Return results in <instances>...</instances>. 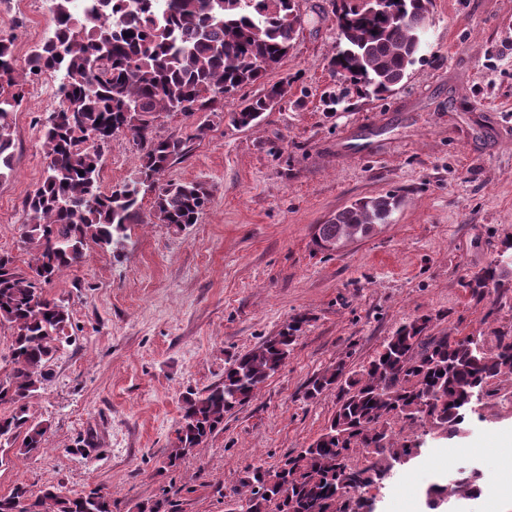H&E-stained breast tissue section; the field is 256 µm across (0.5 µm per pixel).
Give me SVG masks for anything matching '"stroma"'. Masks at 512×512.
Returning a JSON list of instances; mask_svg holds the SVG:
<instances>
[{"mask_svg": "<svg viewBox=\"0 0 512 512\" xmlns=\"http://www.w3.org/2000/svg\"><path fill=\"white\" fill-rule=\"evenodd\" d=\"M302 25L287 57L266 77L291 76L302 101L286 99L259 125L233 126L227 112L260 86L224 98L223 117L192 137L183 116L156 133L188 137L186 157L165 180L201 181L211 200L198 224L173 234L134 224L121 261L88 246L84 261L46 285L70 310V340L49 363L51 378L30 410L50 428L40 454L8 452L0 495L100 488L112 512H229L245 467L267 468L315 439L336 410V393L306 395L333 363L366 365L404 322L433 318V332L482 336L493 347L512 332V280L473 299L466 283L512 238V0H432L428 47L410 76L376 98L332 77L337 47L326 0H299ZM52 27L48 9L0 0V38L25 61ZM59 76L28 77L13 115L11 177L0 183V253L24 263L21 203L43 180L42 123L60 105ZM348 94L326 111L329 88ZM139 149L113 137L102 188L126 181ZM390 191L404 197L392 223L327 252L318 224L351 201ZM296 316L307 322L285 367L257 395L224 416L200 454L173 470L162 458L183 401L220 383L224 368L277 336ZM421 439L422 454L377 491V512H426V491L450 467L477 468L486 491L460 512H512V409L488 402L463 434L445 438L395 424Z\"/></svg>", "mask_w": 512, "mask_h": 512, "instance_id": "35a3bbf8", "label": "stroma"}]
</instances>
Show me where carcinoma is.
Wrapping results in <instances>:
<instances>
[{
  "label": "carcinoma",
  "mask_w": 512,
  "mask_h": 512,
  "mask_svg": "<svg viewBox=\"0 0 512 512\" xmlns=\"http://www.w3.org/2000/svg\"><path fill=\"white\" fill-rule=\"evenodd\" d=\"M52 36L18 67L13 43L0 39V181L13 171L11 115L33 74H60L61 103L43 126L46 176L23 200L22 242L33 252L25 267L0 254V325L13 329L11 372L0 379V444L22 455L49 447L50 426L31 413L29 400L49 381L48 363L69 341L66 305L40 285L80 264L88 245L120 260L129 226L164 224L179 233L198 222L209 199L200 182L163 181L188 153L181 137L156 138L155 124L178 113L190 121L214 111L224 96L263 85L262 93L228 117L238 128L258 125L271 102L288 97L293 80L266 85L267 73L287 56L301 24L298 0H91L81 13L73 0H49ZM338 34L332 71L380 97L400 84L421 57L432 0H329ZM140 149L133 177L104 191L100 170L117 134ZM84 175H79V172ZM153 196L146 215L142 200ZM403 198H359L317 226L314 244L336 251L391 222ZM495 262L472 273L466 287L481 299L485 288L508 277ZM307 319H291L277 336L237 357L224 380L186 399L175 440L163 464L177 466L205 447L224 425V414L250 401L286 364ZM433 318L403 324L357 372L338 362L315 378L307 395L338 390L336 411L320 435L277 466H248L235 489L232 512H363V490L382 484L402 460L413 461L421 442L397 438L392 424L430 426L443 436L461 432L469 394L490 379L485 397L512 386V336L486 348L479 336L430 334ZM480 472L461 470L453 482L435 483L427 506L451 495L480 492ZM0 512H112L99 489L64 496L49 487L37 496L16 484L0 496Z\"/></svg>",
  "instance_id": "cac0c4a2"
}]
</instances>
